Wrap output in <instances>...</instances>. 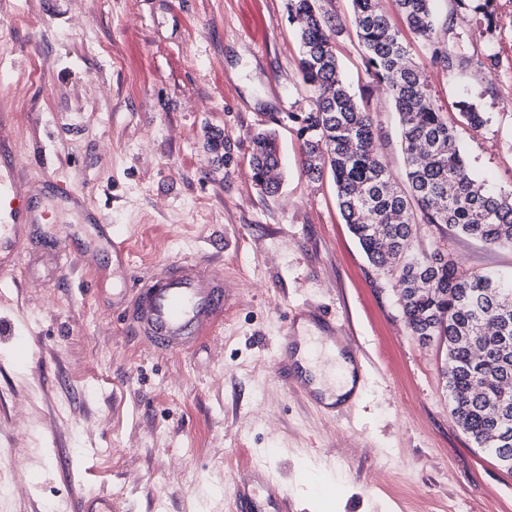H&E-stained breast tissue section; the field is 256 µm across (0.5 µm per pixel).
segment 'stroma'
I'll return each instance as SVG.
<instances>
[{
  "label": "stroma",
  "mask_w": 512,
  "mask_h": 512,
  "mask_svg": "<svg viewBox=\"0 0 512 512\" xmlns=\"http://www.w3.org/2000/svg\"><path fill=\"white\" fill-rule=\"evenodd\" d=\"M288 0H0V138L21 188L46 214L43 240L68 246L62 267L25 264L0 279V448L28 449V479L0 512H47L87 493L125 512H235L233 483L267 470L292 512H512V475L450 416L446 349L405 325L395 276L377 271L345 224L332 178L309 182L291 112L301 83ZM343 31L336 55L366 84L351 0H322ZM439 27L465 66L430 64L411 39L435 103L461 101L487 121L457 136L474 178L512 193V0L479 20L438 0ZM494 55L493 67L478 66ZM370 109L379 149L402 175L398 118L384 90ZM274 129L279 193L253 184L249 139ZM234 144L224 169L213 131ZM83 194L103 235L66 200ZM125 242L128 268L112 258ZM439 249L464 269L512 280V247L422 224L413 253ZM192 255L224 281L222 330L173 355L127 333L112 291ZM309 306L344 325L367 360L362 397L329 418L282 381L287 317ZM120 452L109 455L108 450Z\"/></svg>",
  "instance_id": "35a3bbf8"
}]
</instances>
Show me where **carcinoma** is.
<instances>
[{
    "label": "carcinoma",
    "instance_id": "1",
    "mask_svg": "<svg viewBox=\"0 0 512 512\" xmlns=\"http://www.w3.org/2000/svg\"><path fill=\"white\" fill-rule=\"evenodd\" d=\"M394 2L406 27L428 44L431 62L453 69L436 24V0ZM352 5L365 74L386 86L399 116L407 184L398 185L375 151L377 128L368 102L350 92L336 56L340 24L318 0H288V22L300 39L301 78L314 94L311 111L289 114L299 124L303 172L313 183L332 174L340 213L368 260L398 278L411 334L446 345L453 421L512 473V282L470 272L438 250L411 253L419 224H446L489 246H512V197L472 178L458 144L456 122L483 125L478 108L466 106L457 120L440 111L381 0ZM208 145L224 151L229 172L235 165L230 139L217 131ZM250 145L253 182L276 194L282 158L275 133L260 130Z\"/></svg>",
    "mask_w": 512,
    "mask_h": 512
}]
</instances>
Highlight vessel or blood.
<instances>
[{
  "instance_id": "b4317fda",
  "label": "vessel or blood",
  "mask_w": 512,
  "mask_h": 512,
  "mask_svg": "<svg viewBox=\"0 0 512 512\" xmlns=\"http://www.w3.org/2000/svg\"><path fill=\"white\" fill-rule=\"evenodd\" d=\"M43 214L31 207L28 196L18 184L17 174L9 162L0 163V277L16 273L23 257L19 250L22 241L30 236L32 226L42 223ZM135 292L132 298L113 295V303L122 305L123 317L129 328L149 348L179 353L188 350L200 338L210 334L224 320L227 298L224 285L212 277L207 265L199 260L179 259L159 277L133 274ZM337 341L336 326L324 322L323 333L304 339L301 353H294L291 336H284L281 365L286 378L315 406L333 415L341 408L351 407L357 391H350L341 402L328 399L324 391L313 388L311 379L301 368L302 363L319 367L325 381L336 378V362L329 355ZM263 489L266 502L274 512H288V499L264 474H256L253 482L236 486V505L239 512H253L256 489ZM73 512H121L111 494L84 496L73 505Z\"/></svg>"
}]
</instances>
